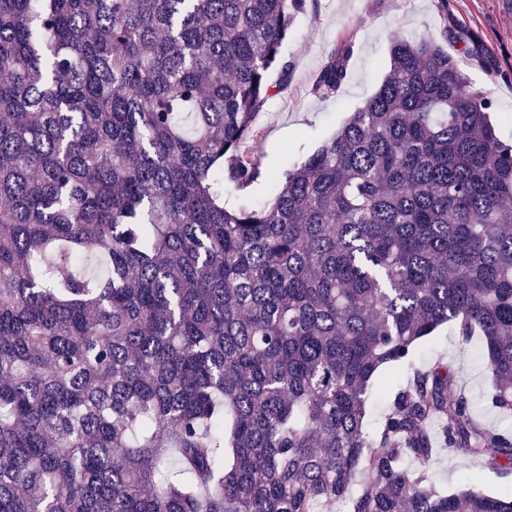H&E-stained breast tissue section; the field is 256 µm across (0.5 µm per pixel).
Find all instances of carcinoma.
Listing matches in <instances>:
<instances>
[{
  "mask_svg": "<svg viewBox=\"0 0 512 512\" xmlns=\"http://www.w3.org/2000/svg\"><path fill=\"white\" fill-rule=\"evenodd\" d=\"M434 2L255 205L305 0H0V512H512L437 484L430 423L505 479L512 434L384 374L450 324L512 413V144L443 44L498 62Z\"/></svg>",
  "mask_w": 512,
  "mask_h": 512,
  "instance_id": "cac0c4a2",
  "label": "carcinoma"
}]
</instances>
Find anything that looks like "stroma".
<instances>
[{"instance_id": "1", "label": "stroma", "mask_w": 512, "mask_h": 512, "mask_svg": "<svg viewBox=\"0 0 512 512\" xmlns=\"http://www.w3.org/2000/svg\"><path fill=\"white\" fill-rule=\"evenodd\" d=\"M448 18L479 34L495 55L499 71L488 75L463 44L449 43L448 53L474 89L493 100L500 136L512 140V0H448ZM439 26L434 0H309L298 14L282 54L292 66L287 87L270 98L257 121L266 132L262 163L276 173L288 161L311 154L378 88L390 66L394 33L433 32ZM356 32L348 76L335 94L312 91L316 74L347 30ZM447 363L470 396L482 425L512 431V416H502L485 399V351L480 337L460 346L453 328H442L416 354L415 365Z\"/></svg>"}]
</instances>
